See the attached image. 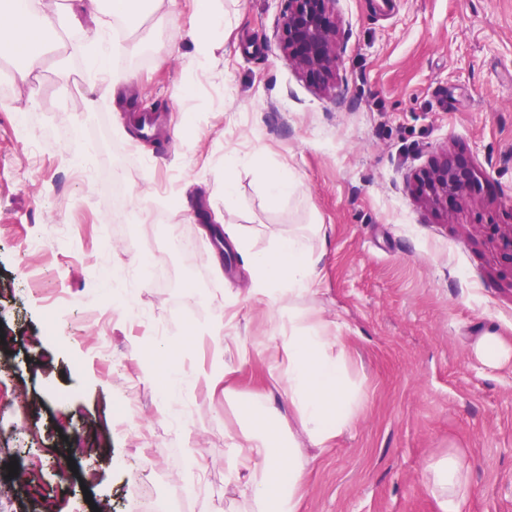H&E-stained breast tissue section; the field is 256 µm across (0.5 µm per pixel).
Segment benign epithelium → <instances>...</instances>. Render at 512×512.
I'll return each mask as SVG.
<instances>
[{"label": "benign epithelium", "mask_w": 512, "mask_h": 512, "mask_svg": "<svg viewBox=\"0 0 512 512\" xmlns=\"http://www.w3.org/2000/svg\"><path fill=\"white\" fill-rule=\"evenodd\" d=\"M286 9L280 34L282 51L295 69L304 76L321 80L320 88H328L336 75L340 43L336 23L337 0H285ZM475 183L474 173L443 160L421 184L420 193L428 203L460 197Z\"/></svg>", "instance_id": "obj_1"}]
</instances>
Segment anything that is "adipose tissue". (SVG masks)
<instances>
[{"instance_id":"1","label":"adipose tissue","mask_w":512,"mask_h":512,"mask_svg":"<svg viewBox=\"0 0 512 512\" xmlns=\"http://www.w3.org/2000/svg\"><path fill=\"white\" fill-rule=\"evenodd\" d=\"M178 0H8V21L0 25V58L23 59L26 74H34L54 52L65 66L72 51L94 63L102 82H110L114 56L140 49L149 36L142 33L147 10H174ZM108 4L126 35L107 38L99 22L101 4ZM200 60L211 58V46L224 34V17L211 0H193ZM64 30L78 35V45L58 41L47 45L48 35ZM323 224H306L273 234L261 252L251 250L252 232L242 226L228 229L238 252L247 254L250 290L267 299L279 314V344L285 361L277 366V381L288 399L287 409L269 403L265 392L238 399L232 387L224 398L241 402L249 425L225 459L229 479L242 480L250 512H299L307 476L300 454L301 441L326 448L348 432L360 410L362 385L348 366L339 322L324 319L305 304L320 284V256L313 240L327 239ZM471 353L483 366L496 369L512 363V339L490 329L472 341ZM423 483L441 512H461L470 495V475L457 453L434 458L423 472Z\"/></svg>"}]
</instances>
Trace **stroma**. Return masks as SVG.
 Wrapping results in <instances>:
<instances>
[{"label": "stroma", "mask_w": 512, "mask_h": 512, "mask_svg": "<svg viewBox=\"0 0 512 512\" xmlns=\"http://www.w3.org/2000/svg\"><path fill=\"white\" fill-rule=\"evenodd\" d=\"M233 22L207 67L195 57L193 9L148 18L149 44L112 68L115 94L80 106L90 83L81 54L22 79L0 63V485L9 512H39L9 463L42 462L55 512H141L145 496L173 498L204 476L199 512H247L224 456L242 414L207 377L217 347L236 341L247 360L226 356L237 391H266L274 405L277 325L249 295L248 265L235 249L210 257L206 224H326L321 290L314 305L339 319L352 371L363 383L358 417L329 448L303 445L309 478L301 512H440L426 492L427 461L456 452L470 472L464 512H512V365L484 368L470 342L494 327L512 336V260L487 225H512V0H338L336 85L320 93L283 55L284 0H214ZM27 118L39 155L14 139ZM96 149L105 179L121 167L127 203L141 196L134 227L112 221L104 182L76 164ZM250 158L224 196V161ZM476 179L464 196L424 205L418 184L442 157ZM300 182L270 204L259 171ZM67 225L61 243L58 225ZM108 229L112 264L157 261L170 285L137 282L153 324L129 317L116 284L94 279L98 238ZM179 231L195 244L173 254ZM39 236L47 250L23 252ZM47 268V286L71 301L45 335L49 308L24 288L26 269ZM111 312L107 328L90 312ZM111 338L104 367L94 340ZM181 344L176 363L167 345ZM138 413H122L130 393ZM191 430L204 460L188 470L179 437ZM161 455L144 467L139 436ZM77 445L72 457L59 453Z\"/></svg>", "instance_id": "1"}]
</instances>
